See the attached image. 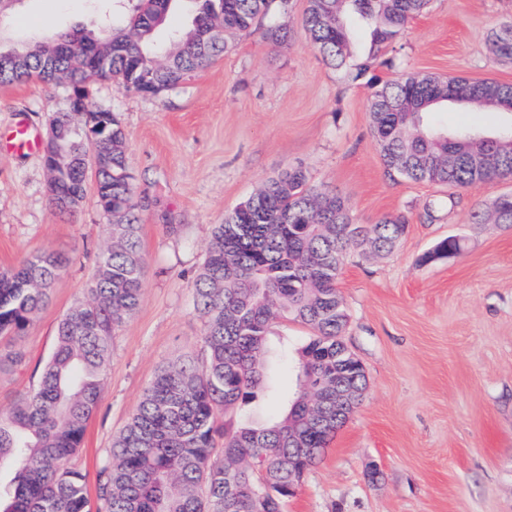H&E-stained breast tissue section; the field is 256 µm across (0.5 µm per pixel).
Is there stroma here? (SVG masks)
Instances as JSON below:
<instances>
[{
	"mask_svg": "<svg viewBox=\"0 0 512 512\" xmlns=\"http://www.w3.org/2000/svg\"><path fill=\"white\" fill-rule=\"evenodd\" d=\"M132 8L131 0H20L0 29L29 39ZM305 8L306 0H293L277 18L294 31L290 42L243 37L161 95L110 82L87 89L125 129L146 263L140 304L112 337L99 405L70 461L85 476L91 512L99 510L112 439L146 387L168 361L202 353L192 287L213 225L290 168L345 198L353 223L401 212L410 224L390 256L358 248L345 260V341L367 388L287 512H512V226L471 218L512 194V181L456 189L391 178L371 135L365 80H352L305 40ZM506 21L512 0H430L376 72L512 83V59L486 48L491 29ZM65 99L57 85H2L0 128L23 118L47 134ZM440 118L451 131L502 125L483 107H451ZM110 222L91 193L77 210L53 206L41 154L0 153V270L42 251L68 259L48 305L21 335L0 338V414L36 386L60 319L85 296ZM451 235L464 239V252L433 257ZM18 351L16 364L10 356Z\"/></svg>",
	"mask_w": 512,
	"mask_h": 512,
	"instance_id": "obj_1",
	"label": "stroma"
}]
</instances>
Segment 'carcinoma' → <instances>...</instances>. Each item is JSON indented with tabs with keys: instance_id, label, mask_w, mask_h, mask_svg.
<instances>
[{
	"instance_id": "carcinoma-1",
	"label": "carcinoma",
	"mask_w": 512,
	"mask_h": 512,
	"mask_svg": "<svg viewBox=\"0 0 512 512\" xmlns=\"http://www.w3.org/2000/svg\"><path fill=\"white\" fill-rule=\"evenodd\" d=\"M428 2L307 0L302 33L338 69L348 68L351 26L368 33L365 62L350 76H368L371 134L389 176L456 188L512 180V149L501 143L512 136V84L420 75L384 81L369 74L371 61ZM185 3L190 25L158 38L157 29ZM291 3L137 0L122 28L103 13L89 28L47 31L33 43L0 36V53L18 63L0 74V84L38 80L65 87L70 99L86 94L92 83L114 81L156 96L209 66L243 36L259 30L269 44L288 41L291 31L261 20L289 11ZM488 48L496 57H511L512 25L492 32ZM450 103L484 106L507 121L493 135L450 132L431 120ZM68 113L66 107L50 119L61 174L72 192L87 194L84 158L89 140L99 141L112 149V166L98 174V203L106 212L120 203L124 208L112 214L110 242L98 256L86 300L58 323L55 348L36 387L0 415V471L11 470L0 478V512H88L83 475L69 461L99 404L112 332L137 309L145 274L121 122L100 108L91 127L77 129L66 121ZM492 206L497 223L512 224L511 194ZM407 224L402 213L370 225L353 223L347 202L310 184L300 168L269 179L232 209L214 226L194 280V306L204 322L202 360L179 358L159 370L113 440L98 512H285L295 495L288 453L309 449L294 465L312 468L367 387L363 364L344 341L348 313L337 288L344 262L365 238L376 254H390ZM463 249V241L449 236L429 257L456 256ZM67 262L62 254L41 252L0 270L1 336L27 328L47 305ZM283 318L314 330L293 365L295 391L274 418L236 428L221 424L223 412L274 392L281 353L269 341V328ZM322 376L354 388L356 402L336 410L333 390L310 423L304 383Z\"/></svg>"
}]
</instances>
